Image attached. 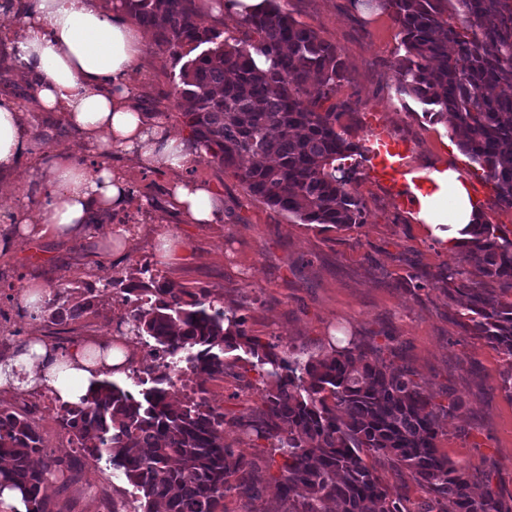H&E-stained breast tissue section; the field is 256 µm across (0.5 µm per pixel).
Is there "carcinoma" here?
Instances as JSON below:
<instances>
[{
  "label": "carcinoma",
  "mask_w": 512,
  "mask_h": 512,
  "mask_svg": "<svg viewBox=\"0 0 512 512\" xmlns=\"http://www.w3.org/2000/svg\"><path fill=\"white\" fill-rule=\"evenodd\" d=\"M183 61L172 91L183 122L205 151L251 195L302 224L351 228L364 223L354 189L369 141L354 142L342 118L353 113L337 93L345 65L336 46L297 20L279 0L240 18L229 39L205 23L196 0H105ZM390 13L403 54L395 91L449 124L459 150L493 182L498 205L512 209V0H454L461 25L444 17L445 0H353ZM267 66L261 67L256 57ZM459 245V266L439 275L448 300L466 295L462 325L512 360V237L489 219ZM132 300L130 333L191 363L199 396L175 399L167 378L137 379L140 389L95 382L58 408L60 428L80 457L106 459L137 490L142 512H224L230 491L261 497L256 461L224 442L242 425L209 405L204 384L240 361L263 383L251 430L281 455V498L288 512H409L383 484L366 454L406 470L430 498L417 512H512V496L481 486L479 471L437 447L440 415L463 406L436 403L407 368L354 341L303 360L250 334L244 317L212 296L144 266L103 284ZM96 287L75 298L58 289L42 317L62 323L94 313ZM31 420L0 407V489L21 493L25 512H60L45 493L78 480L79 457L43 452Z\"/></svg>",
  "instance_id": "obj_1"
}]
</instances>
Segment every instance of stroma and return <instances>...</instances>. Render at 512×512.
Returning <instances> with one entry per match:
<instances>
[{"instance_id":"obj_1","label":"stroma","mask_w":512,"mask_h":512,"mask_svg":"<svg viewBox=\"0 0 512 512\" xmlns=\"http://www.w3.org/2000/svg\"><path fill=\"white\" fill-rule=\"evenodd\" d=\"M299 21L336 45L346 62L340 98L355 103L351 135L370 139L376 126L406 149L398 181L378 179L361 162L356 188L365 205V222L349 229L299 224L254 199L216 162L198 160L189 179L212 186L224 217L215 224H193L169 206L168 191L178 173L151 169L132 156L92 154L79 137L52 114L36 113L32 83L22 80L15 59L0 52V98H10L33 119L53 149L84 162L112 166L132 191L122 212L131 234L122 259L75 238L58 242L14 241L0 253V313L22 337L42 336L68 349L84 336L111 338L112 290L101 292L97 312L84 319L53 324L32 318L21 303L25 284L49 289L101 284L147 265L167 279L190 288L206 287L245 317L253 335L301 357L327 353L332 339H355L365 348H389L394 365L408 367L435 402L461 397L460 410L440 421L439 448L463 464L500 479L512 494V399L503 389L507 360L485 339L460 325V303L442 287L413 291V278L434 279L454 263L452 251L427 234L408 198L426 190L427 175L454 169L492 223L512 230V209L496 204L492 183L476 177L474 167L453 142L446 124L423 118V107L396 94L393 65L400 54L399 29L388 13L353 5L352 0H284ZM178 66L164 48L148 41L128 81L133 103L148 122L178 135L187 133L171 97V76ZM176 234L182 250L169 263L159 258L160 235ZM210 405L230 417L251 414L261 404L262 386L255 372H234L205 385ZM247 458L262 468L260 499L227 494L225 512H284L277 490L278 463L270 444L251 441L241 429L224 432ZM110 484L112 497L126 503L127 481L107 463L83 464L81 479L65 491L49 485L61 512H99L87 485Z\"/></svg>"}]
</instances>
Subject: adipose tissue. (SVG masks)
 Wrapping results in <instances>:
<instances>
[{
	"instance_id": "ef3b65f1",
	"label": "adipose tissue",
	"mask_w": 512,
	"mask_h": 512,
	"mask_svg": "<svg viewBox=\"0 0 512 512\" xmlns=\"http://www.w3.org/2000/svg\"><path fill=\"white\" fill-rule=\"evenodd\" d=\"M147 40L145 29L129 24L122 14L105 12L95 0H29L20 26L1 36L0 45L17 61L20 76L35 85L38 110L58 114L82 135L86 147L104 155L127 152L142 165L182 171L198 160L197 143L146 122L131 103L127 78ZM23 169L42 206L35 218L24 207L13 210L11 221L21 238L83 235L94 242L98 236L90 229V217L124 210L130 202L128 185L111 167L88 168L76 164L71 154L52 149L16 104L3 98L0 188L15 190L14 179ZM429 181L428 193L418 196L417 217L427 232L456 248L483 213L456 171L432 173ZM169 200L194 224H213L223 215L213 189L195 181L173 182ZM126 359L119 345L107 346L105 359L98 363L87 359L84 347L62 354L34 341L29 352L0 362V387L20 367L28 385H47L61 401L72 402L92 382L123 367Z\"/></svg>"
}]
</instances>
